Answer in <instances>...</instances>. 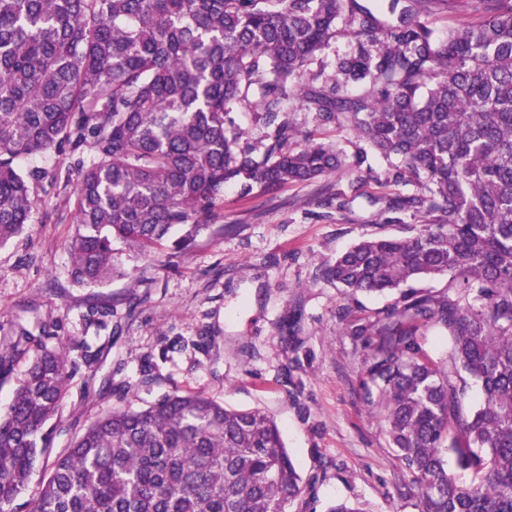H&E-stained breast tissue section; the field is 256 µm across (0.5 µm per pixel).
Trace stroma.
I'll return each mask as SVG.
<instances>
[{
  "label": "stroma",
  "mask_w": 512,
  "mask_h": 512,
  "mask_svg": "<svg viewBox=\"0 0 512 512\" xmlns=\"http://www.w3.org/2000/svg\"><path fill=\"white\" fill-rule=\"evenodd\" d=\"M291 107L296 142L334 144L340 170L247 195L226 186L223 207L189 251L161 247L145 256L115 244L113 262L124 274L97 287L71 277L75 180L67 159H29L45 177L32 224L0 245V349L18 327L56 323L73 369L54 449L114 408L201 391L276 418L308 483L288 512H325L334 500L367 512H414L400 497L384 411L363 399L370 339L351 333L395 297H345L323 271L361 238L410 236L421 219L386 221L385 202L400 191L395 160L373 152L344 119L324 124L305 102ZM351 186L349 207L326 205L337 188Z\"/></svg>",
  "instance_id": "35a3bbf8"
}]
</instances>
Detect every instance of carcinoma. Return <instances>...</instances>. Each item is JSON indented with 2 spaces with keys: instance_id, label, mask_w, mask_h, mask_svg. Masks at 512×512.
Segmentation results:
<instances>
[{
  "instance_id": "carcinoma-1",
  "label": "carcinoma",
  "mask_w": 512,
  "mask_h": 512,
  "mask_svg": "<svg viewBox=\"0 0 512 512\" xmlns=\"http://www.w3.org/2000/svg\"><path fill=\"white\" fill-rule=\"evenodd\" d=\"M436 7L467 19L440 36L419 20ZM344 13L354 48L330 73L311 70ZM294 94L324 122L345 115L414 187L387 211L422 218L415 235L361 239L323 272L348 295L399 292L360 378L384 407L412 507L512 512V0H385L383 14L359 0H0V244L37 207L44 173L22 161L66 150L73 283L110 280L116 242L190 249L224 186L248 194L342 167L330 143L290 145ZM237 109L269 129L263 149L241 145ZM444 276V292L415 287ZM427 324L447 338L446 366L421 347ZM23 355L0 412V512L43 457L29 512H287L305 491L272 416L201 393L116 408L54 454L65 346L48 322L22 328L0 350V378ZM27 369V362L25 359H19L14 363L11 372L0 383V410L7 406L10 402L15 389L24 378Z\"/></svg>"
}]
</instances>
